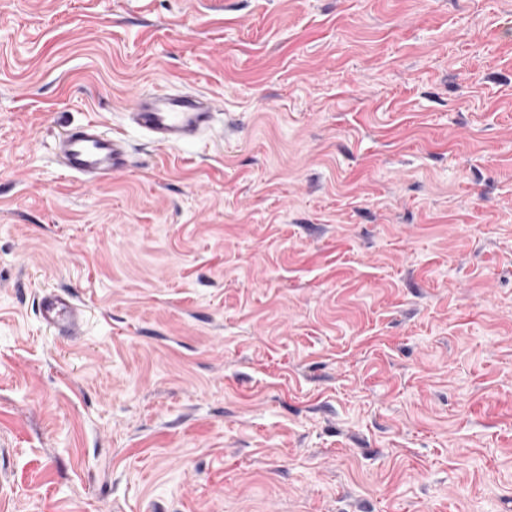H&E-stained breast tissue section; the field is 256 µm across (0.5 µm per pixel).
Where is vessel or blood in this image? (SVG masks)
Masks as SVG:
<instances>
[{
  "mask_svg": "<svg viewBox=\"0 0 512 512\" xmlns=\"http://www.w3.org/2000/svg\"><path fill=\"white\" fill-rule=\"evenodd\" d=\"M130 123L159 146H174L209 130L215 112L208 98L180 91L138 92L126 108ZM53 154L61 174L89 186L108 183L129 166L130 146L125 138L99 123L70 126L58 133ZM39 314L43 324L75 337L81 332L80 305L64 295L45 293Z\"/></svg>",
  "mask_w": 512,
  "mask_h": 512,
  "instance_id": "b4317fda",
  "label": "vessel or blood"
}]
</instances>
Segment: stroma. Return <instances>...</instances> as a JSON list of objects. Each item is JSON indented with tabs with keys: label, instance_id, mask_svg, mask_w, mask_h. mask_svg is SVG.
<instances>
[{
	"label": "stroma",
	"instance_id": "stroma-1",
	"mask_svg": "<svg viewBox=\"0 0 512 512\" xmlns=\"http://www.w3.org/2000/svg\"><path fill=\"white\" fill-rule=\"evenodd\" d=\"M0 512H512V0H0ZM126 116L159 146H174L200 137L209 130L215 112L208 98L180 91L137 92ZM53 154L64 177L89 186L108 183L130 162L127 140L97 122L69 126L58 133ZM41 321L63 336L76 337L81 333L83 312L80 305L55 292H46L39 306Z\"/></svg>",
	"mask_w": 512,
	"mask_h": 512
}]
</instances>
